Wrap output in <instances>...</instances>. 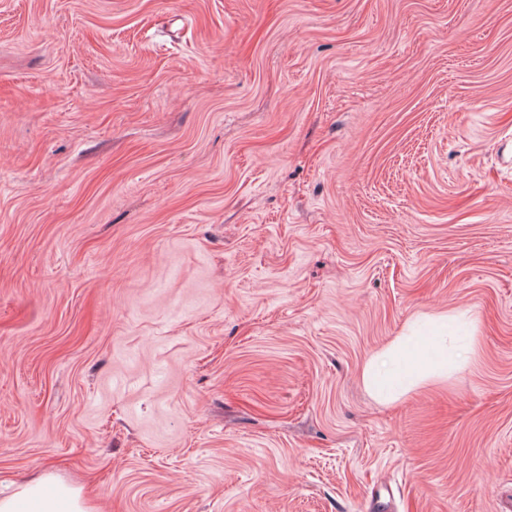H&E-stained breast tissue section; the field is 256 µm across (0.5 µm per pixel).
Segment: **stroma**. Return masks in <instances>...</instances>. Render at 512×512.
Listing matches in <instances>:
<instances>
[{
    "mask_svg": "<svg viewBox=\"0 0 512 512\" xmlns=\"http://www.w3.org/2000/svg\"><path fill=\"white\" fill-rule=\"evenodd\" d=\"M479 347L388 406L420 313ZM96 512H512V0H0V484ZM92 511L81 487L65 483L47 472L34 476L11 495L0 498V512Z\"/></svg>",
    "mask_w": 512,
    "mask_h": 512,
    "instance_id": "obj_1",
    "label": "stroma"
}]
</instances>
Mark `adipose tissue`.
I'll use <instances>...</instances> for the list:
<instances>
[{
    "label": "adipose tissue",
    "instance_id": "1",
    "mask_svg": "<svg viewBox=\"0 0 512 512\" xmlns=\"http://www.w3.org/2000/svg\"><path fill=\"white\" fill-rule=\"evenodd\" d=\"M475 321H449L444 313H424L407 323L361 369L372 397L396 404L415 390L448 382L464 367L468 348L476 346ZM0 512H92L81 488L43 472L0 498Z\"/></svg>",
    "mask_w": 512,
    "mask_h": 512
}]
</instances>
